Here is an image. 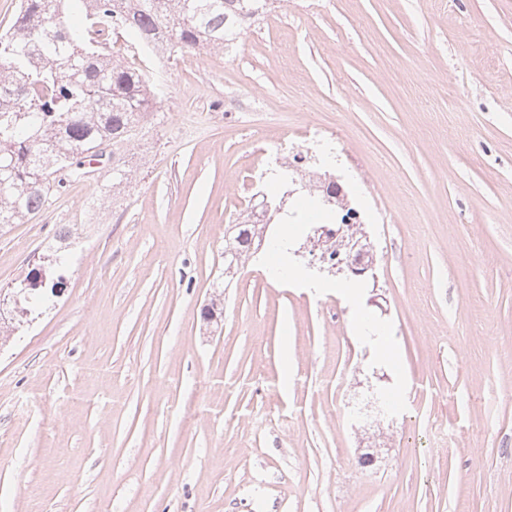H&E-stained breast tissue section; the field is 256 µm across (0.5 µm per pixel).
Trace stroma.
I'll return each mask as SVG.
<instances>
[{"instance_id": "1", "label": "stroma", "mask_w": 512, "mask_h": 512, "mask_svg": "<svg viewBox=\"0 0 512 512\" xmlns=\"http://www.w3.org/2000/svg\"><path fill=\"white\" fill-rule=\"evenodd\" d=\"M113 52L163 79L130 184L0 228V290L74 233L64 293L0 334V512H512V0H275L223 52ZM283 137L376 281L276 224L291 256L225 282Z\"/></svg>"}]
</instances>
